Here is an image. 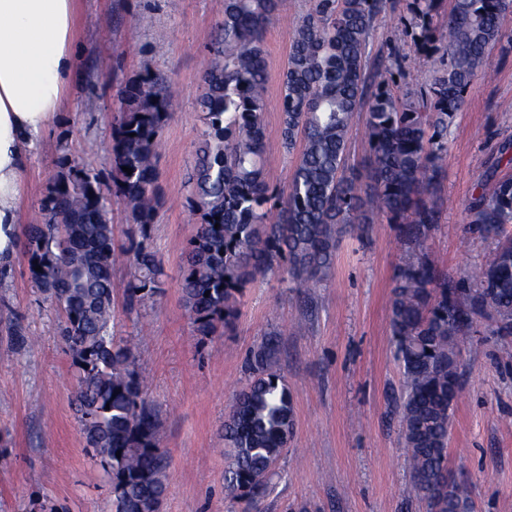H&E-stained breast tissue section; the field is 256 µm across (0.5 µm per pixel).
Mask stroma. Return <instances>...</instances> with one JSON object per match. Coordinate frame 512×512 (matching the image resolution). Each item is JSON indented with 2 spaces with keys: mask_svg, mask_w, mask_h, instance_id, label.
Returning a JSON list of instances; mask_svg holds the SVG:
<instances>
[{
  "mask_svg": "<svg viewBox=\"0 0 512 512\" xmlns=\"http://www.w3.org/2000/svg\"><path fill=\"white\" fill-rule=\"evenodd\" d=\"M413 0H388L367 52L370 67L391 72L396 94L424 92L444 60L424 52L409 26ZM311 0H280L265 34L268 99L264 113L266 179L286 189L296 164L280 136V82L298 18ZM224 0H77L79 71L56 125L31 151L20 222L38 211L59 158L112 170V132L123 90L144 75L174 88L178 106L166 121L155 190L161 199L143 244L164 270L162 292L130 300V238L137 229L124 201L110 210L114 242L113 324L147 380L157 411L158 443L168 461L160 512H428L411 488L399 422L402 372L390 345V297L397 265L430 254L442 273L483 264L495 246L470 225L465 206L487 176L507 174L498 149L512 141V47L495 44L483 73L448 128L439 222L423 243L374 217L361 233L343 234L331 277L310 295L297 293L287 267L258 277L240 297L230 329L196 335L181 300L185 251L197 222L188 179L196 163L198 101L208 48ZM22 315L35 345L16 350L0 332V512H110L112 487L88 456L71 407L75 377L58 330L56 308L33 288L16 255L0 270V311ZM293 400L287 450L256 502L224 487V420L266 340ZM463 392L448 445V477L463 485L475 512H512V344L500 343L488 319L458 357Z\"/></svg>",
  "mask_w": 512,
  "mask_h": 512,
  "instance_id": "obj_1",
  "label": "stroma"
}]
</instances>
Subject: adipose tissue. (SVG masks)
I'll list each match as a JSON object with an SVG mask.
<instances>
[{
	"instance_id": "1",
	"label": "adipose tissue",
	"mask_w": 512,
	"mask_h": 512,
	"mask_svg": "<svg viewBox=\"0 0 512 512\" xmlns=\"http://www.w3.org/2000/svg\"><path fill=\"white\" fill-rule=\"evenodd\" d=\"M76 0H0V266L18 249L28 153L57 121L77 70Z\"/></svg>"
}]
</instances>
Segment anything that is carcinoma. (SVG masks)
I'll return each mask as SVG.
<instances>
[{
    "label": "carcinoma",
    "mask_w": 512,
    "mask_h": 512,
    "mask_svg": "<svg viewBox=\"0 0 512 512\" xmlns=\"http://www.w3.org/2000/svg\"><path fill=\"white\" fill-rule=\"evenodd\" d=\"M313 2L295 27L282 83V146L297 153L283 200L265 179L263 124L264 33L278 0H224L199 100L202 129L189 199L199 222L183 268V305L199 336L234 323L243 289L259 274L286 264L300 288L327 281L347 225L381 214L408 240L429 237L438 224L448 126L465 105L486 49L504 38L501 17L512 11V0H452L446 63L433 71L429 93L399 98L366 60L386 0ZM442 2L415 0L425 43L436 40L431 22ZM157 86L158 79L146 75L126 87L112 184L62 160L40 201L42 221L28 225L22 241L33 287L63 314L59 334L76 372L75 414L87 454L111 482L113 512H155L167 488L158 421L145 403L131 350L112 334L115 247L107 208L114 192L141 235L152 224L158 137L175 105ZM362 111L370 158L361 184L347 172L346 154ZM466 211L471 224L496 240L488 261L450 281L429 257L410 254L397 267L391 292V342L405 380L400 425L413 488L432 512H472L471 500L447 473L448 429L463 389L460 343L478 316L492 320L500 341L512 343V237L504 235L512 225V176L482 189ZM134 251L128 292L150 299L163 288V271L142 244ZM4 324L10 342L25 349L30 338L23 317L14 313ZM274 353L271 341L253 353L248 383L224 421V484L249 502L263 495L294 426Z\"/></svg>",
    "instance_id": "cac0c4a2"
}]
</instances>
